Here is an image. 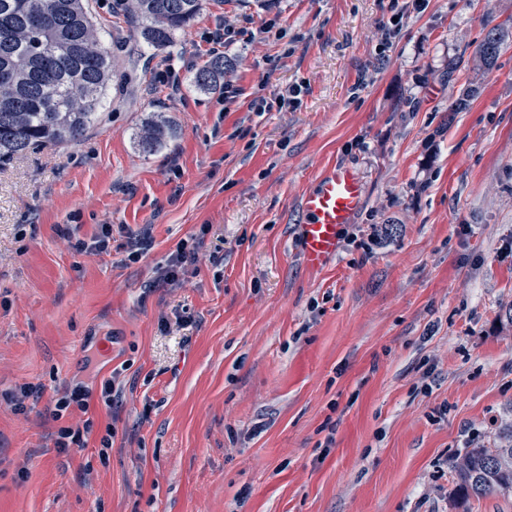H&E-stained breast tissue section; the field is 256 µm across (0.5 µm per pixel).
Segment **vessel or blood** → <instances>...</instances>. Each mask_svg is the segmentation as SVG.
I'll use <instances>...</instances> for the list:
<instances>
[{
	"label": "vessel or blood",
	"mask_w": 512,
	"mask_h": 512,
	"mask_svg": "<svg viewBox=\"0 0 512 512\" xmlns=\"http://www.w3.org/2000/svg\"><path fill=\"white\" fill-rule=\"evenodd\" d=\"M365 185L346 165L329 167L302 200L300 253L309 271L327 267L340 250L341 231L353 222L365 201Z\"/></svg>",
	"instance_id": "vessel-or-blood-1"
}]
</instances>
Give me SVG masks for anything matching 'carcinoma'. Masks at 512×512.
Masks as SVG:
<instances>
[{
	"label": "carcinoma",
	"instance_id": "1",
	"mask_svg": "<svg viewBox=\"0 0 512 512\" xmlns=\"http://www.w3.org/2000/svg\"><path fill=\"white\" fill-rule=\"evenodd\" d=\"M203 0H125L123 10L155 53L168 51L202 9ZM0 167L29 150L80 140L95 125L112 77V53L103 43L86 0H0ZM500 50L499 27L477 47L486 63ZM229 67L214 57L198 69L195 85L211 91ZM174 131L161 117L141 139L151 151ZM454 494L467 500L512 495V426L493 447L466 448L451 460Z\"/></svg>",
	"mask_w": 512,
	"mask_h": 512
}]
</instances>
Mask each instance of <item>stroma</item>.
I'll list each match as a JSON object with an SVG mask.
<instances>
[{
    "instance_id": "stroma-1",
    "label": "stroma",
    "mask_w": 512,
    "mask_h": 512,
    "mask_svg": "<svg viewBox=\"0 0 512 512\" xmlns=\"http://www.w3.org/2000/svg\"><path fill=\"white\" fill-rule=\"evenodd\" d=\"M392 2L205 0L147 61L118 0H89L121 89L80 142L0 169V392L44 388L0 402V512H512L455 498L449 469L512 425V0H429L383 52ZM219 23L251 34L224 51L229 99L194 82ZM498 24L488 66L473 50ZM298 84V108H254ZM158 114L175 133L147 153ZM336 163L366 199L311 274L300 202ZM105 224L108 252L72 249ZM77 383L88 411L55 420ZM191 240V244H189V240H181L176 245L175 250L170 253L162 274L163 282L170 284L177 281L179 274L184 271L185 266L195 259L197 250L196 237H191ZM92 391L87 386L74 385L66 387L62 392L58 393V397L54 398V415L56 419L64 416L70 407L75 406L79 410L86 412L89 408ZM91 433L90 422L85 421L81 428L77 425H67L59 428L55 447L60 452H67L69 448H83L86 446Z\"/></svg>"
}]
</instances>
